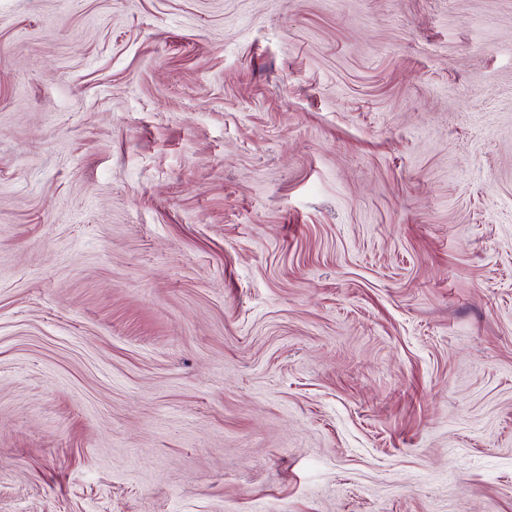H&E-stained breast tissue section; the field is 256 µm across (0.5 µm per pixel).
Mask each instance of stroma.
<instances>
[{"label": "stroma", "instance_id": "obj_1", "mask_svg": "<svg viewBox=\"0 0 512 512\" xmlns=\"http://www.w3.org/2000/svg\"><path fill=\"white\" fill-rule=\"evenodd\" d=\"M0 512H512V0H0Z\"/></svg>", "mask_w": 512, "mask_h": 512}]
</instances>
